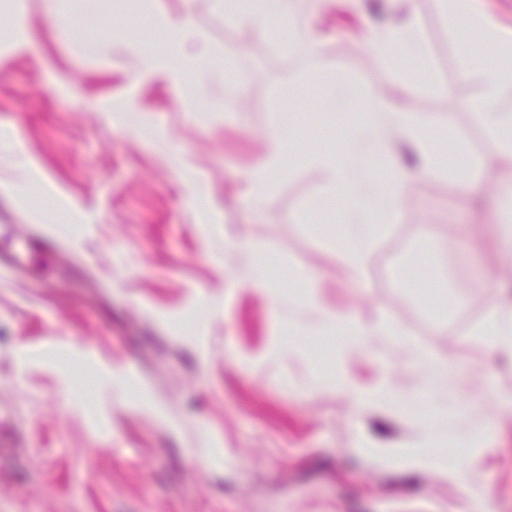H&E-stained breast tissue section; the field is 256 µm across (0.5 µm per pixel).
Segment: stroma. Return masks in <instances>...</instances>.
Segmentation results:
<instances>
[{"instance_id":"stroma-1","label":"stroma","mask_w":512,"mask_h":512,"mask_svg":"<svg viewBox=\"0 0 512 512\" xmlns=\"http://www.w3.org/2000/svg\"><path fill=\"white\" fill-rule=\"evenodd\" d=\"M19 3L37 52L11 49L13 11L0 2V252L30 230L61 247L30 252L23 277L0 275V512H477L483 500L512 512V362L475 336L448 349L447 322L418 321L451 286L452 314L480 323L512 283L493 231L512 225V170L495 164L498 142L469 107L480 74L443 0L296 4L331 81L376 90L393 76L371 36L417 12L434 78L396 106L446 152L460 144L483 163L477 192L417 176L361 280L338 246L352 202L323 197L313 169L295 163L258 209L247 189L272 127L294 133L299 154L340 152L357 101L329 108L319 88L288 97L295 58L210 0H195L194 21L228 76L192 101L162 79L130 80L134 58L119 46L152 40L153 0H106L66 37L42 0ZM26 156L43 197L22 177ZM237 235L283 269L315 270L337 315L385 312L402 336L344 350L313 330L296 284L273 296L251 281ZM423 241L415 272L433 282L419 295L389 260ZM419 349L452 355L450 373L410 363ZM317 355L357 386L388 381L389 396L357 410L335 375L315 377ZM426 425L464 482L373 457L411 447Z\"/></svg>"}]
</instances>
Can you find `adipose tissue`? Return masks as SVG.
Here are the masks:
<instances>
[{"instance_id":"obj_1","label":"adipose tissue","mask_w":512,"mask_h":512,"mask_svg":"<svg viewBox=\"0 0 512 512\" xmlns=\"http://www.w3.org/2000/svg\"><path fill=\"white\" fill-rule=\"evenodd\" d=\"M448 11L454 16L468 17L470 28L481 31L487 54H476L469 38H460L458 42L460 54L472 61L482 77L481 94L471 107L497 139L499 160L512 163V32L488 26L473 0H448ZM236 20L260 37L274 40L286 51L300 56L302 84L318 85L329 64L315 36L296 23L294 0H252L250 7L239 13ZM153 22L164 31L166 42L159 50L142 52L138 77H160L191 93L204 80L218 75L221 64L215 56L199 48L200 36L190 11L178 15L161 11ZM369 49L377 60L395 72L407 73L409 78H420L428 73L415 16L376 32ZM287 152V135L270 131L266 156L248 178V196L253 205H261L273 191L274 176L281 172ZM379 154L386 155L391 169L389 179L381 186L366 177L373 157ZM303 161L318 172L327 196L365 197L369 212L380 213L384 218L379 225L370 222L369 212L351 214L356 232L345 241L342 252L347 265L359 276L365 271L370 244L382 233L384 223L398 218L406 187L417 172L443 177L452 171L463 177L465 185L474 186L482 169L480 161L463 149L456 152L452 166H445L436 141L408 113L396 108L392 94L373 90L363 95L352 150L344 154L312 153L305 155ZM236 246L250 253L251 277L261 287L274 288L277 281L288 274L270 256L256 255L248 240L238 239ZM288 275L308 288V304L317 310L322 329H334L348 336L349 347L361 346L370 336L400 335V327L388 317L366 326L341 319L322 307L316 294L318 281L314 272L295 270ZM476 334L490 350L512 354V304H493Z\"/></svg>"}]
</instances>
